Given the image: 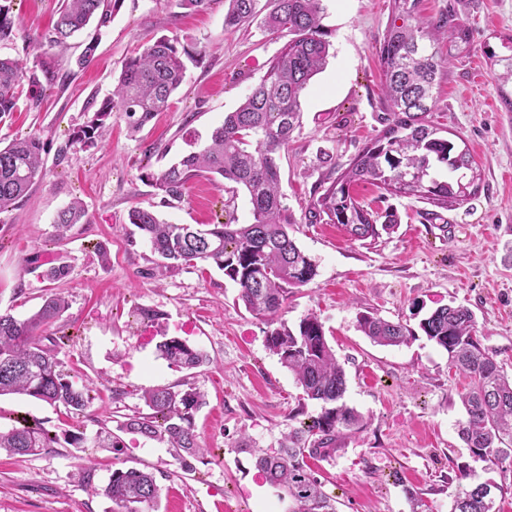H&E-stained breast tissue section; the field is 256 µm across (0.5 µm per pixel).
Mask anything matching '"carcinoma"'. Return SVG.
<instances>
[{"mask_svg": "<svg viewBox=\"0 0 512 512\" xmlns=\"http://www.w3.org/2000/svg\"><path fill=\"white\" fill-rule=\"evenodd\" d=\"M121 0H63L53 30L39 47L65 43L91 20L107 26ZM224 27L236 28L252 21L256 0H225ZM324 0H271L264 25L286 39L280 54L243 102L224 116L197 151L165 170L149 172L157 193L179 199L186 185L204 173L220 175L244 188L252 205L249 224H171L148 208L129 212L133 224L150 243L167 268L206 263L224 272L239 288L238 300L270 329L268 349L292 373L304 399L321 404L311 423L288 432L281 447L267 452L253 447L249 453L265 481L279 491L286 512H337L336 499L306 459L326 460L336 455L339 442L359 432L365 418L344 401L346 375L326 339L318 316L309 313L292 326L283 319L290 290L311 281L317 265L289 234L295 220L282 202L278 156L288 149L302 119L301 96L320 73L330 55L319 20ZM421 0H392L391 18L377 41L383 75V92L391 119L336 177L320 183L323 192L314 203L311 218L342 226L354 241L379 236L377 216L352 195V188L370 182L389 193L415 196L437 204L464 202L475 194L478 165L468 148L460 149L440 136L429 120L436 93L447 68L437 45L448 41V50L461 52L471 42V30L448 11L425 19ZM10 6L0 3V42L14 37ZM494 79L504 107L512 112V54L489 52ZM56 65L39 60L25 63L0 57V121L16 110L24 86L42 87L55 80ZM186 71L177 41L160 37L131 56L112 95L105 99L74 142L93 146L101 140L119 112L137 131L157 112L167 110ZM44 144L30 134L0 146V213L20 203L42 176ZM87 222L83 204L74 201L55 216L57 236L73 225ZM63 297L52 295L34 313L18 319L0 313V396L24 395L67 412L79 414L93 400L90 391L78 388L61 370L57 350L63 337L44 343L41 333L65 311ZM359 328L382 346H400L414 336L400 321L362 313ZM418 327L448 353L449 363L471 379L463 397L465 420L460 434L473 457L494 464L512 463V379L504 375L496 353L478 336L471 310L451 303L431 309ZM157 350L173 365L193 370L206 356L186 341L172 337ZM147 412L126 418L117 432L97 433L98 448L121 451L120 434H139L165 442L183 452L181 468L192 470L188 459L201 453L195 430V413L206 404L205 395L189 386L174 389L156 386L143 391ZM57 439L36 423L0 429V450L9 455L35 456L53 447ZM493 483L472 484L455 497L450 512H498ZM114 512H154L160 487L152 472L135 467L117 468L102 489Z\"/></svg>", "mask_w": 512, "mask_h": 512, "instance_id": "cac0c4a2", "label": "carcinoma"}]
</instances>
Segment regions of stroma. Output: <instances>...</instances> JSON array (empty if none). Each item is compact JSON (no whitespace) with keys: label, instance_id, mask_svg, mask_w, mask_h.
Instances as JSON below:
<instances>
[{"label":"stroma","instance_id":"stroma-1","mask_svg":"<svg viewBox=\"0 0 512 512\" xmlns=\"http://www.w3.org/2000/svg\"><path fill=\"white\" fill-rule=\"evenodd\" d=\"M61 5L11 0L16 37L0 42V56L34 62ZM256 9L250 24L228 29L224 0L199 11L175 0H121L107 27H88L51 50L58 79L41 104L21 98L0 123L2 141L36 134L44 143L41 179L0 213V313L23 319L49 294H62L68 307L48 333L66 337L57 358L93 397L78 416L27 396L0 397V426L40 421L57 437L38 456L0 454V512H111L98 489L112 470L128 467L154 473L161 489L155 512H281L277 489L240 445L247 438L277 449L290 426L318 415L320 405L303 399L269 351L268 326L238 304L237 285L204 263L166 269L127 219L132 207L151 206L173 224L251 223L247 192L222 178H196L182 199L165 204L144 173L197 151L279 55L284 39L262 25L269 0H257ZM444 9L469 25L472 39L468 50L450 55L431 119L474 155L475 197L439 207L358 184L354 197L393 225L373 240L352 241L339 225L307 219L318 182L333 165L349 163L390 116L376 53L390 0H326L321 27L333 54L303 94L302 125L279 160L283 202L295 220L290 233L317 264L314 279L289 294L284 318L294 324L319 316L346 373L344 400L368 422L334 458L313 464L338 512H450L469 481L501 485L499 512H512V465L473 458L460 437L468 380L451 368L447 352L423 335L379 346L357 323L359 313L372 312L414 329L422 309L454 302L473 311L483 344L512 376V112L484 55L485 46L512 40V0H422L423 16ZM162 36L189 53L170 110L135 134L113 114L105 141L75 144L126 60ZM92 40L90 62L78 66ZM76 199L88 221L56 240L54 217ZM101 245L108 261L96 253ZM61 264L68 276L47 280L45 271ZM140 307L158 311V319L141 322L134 314ZM172 336L201 349L208 364L186 370L162 359L156 345ZM186 384L206 396L195 417L203 452L191 472L175 449L136 434H123L118 453L94 447L99 431L144 411V389ZM77 431L85 436L79 448L67 442Z\"/></svg>","mask_w":512,"mask_h":512}]
</instances>
